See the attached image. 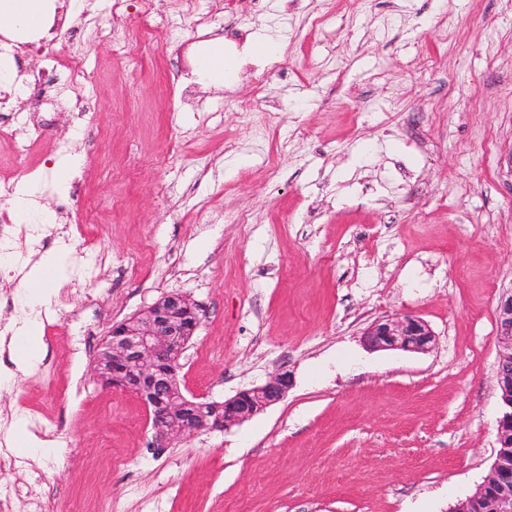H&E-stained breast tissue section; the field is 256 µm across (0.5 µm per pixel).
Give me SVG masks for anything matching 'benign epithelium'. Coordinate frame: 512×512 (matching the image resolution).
<instances>
[{
	"label": "benign epithelium",
	"mask_w": 512,
	"mask_h": 512,
	"mask_svg": "<svg viewBox=\"0 0 512 512\" xmlns=\"http://www.w3.org/2000/svg\"><path fill=\"white\" fill-rule=\"evenodd\" d=\"M496 319L501 347L497 381L503 407L496 443L511 448L512 294L501 299ZM199 325L198 305L181 293H167L112 326L95 355L94 378L103 387L128 392L142 403L156 448H167L186 435L239 425L284 398L292 385L289 373L282 372L221 402L189 393L180 377L181 358ZM363 336L373 350L424 353L435 345L429 325L412 316L375 320ZM490 494L498 498L500 512H512V469H501L498 461L492 463L489 478L451 512H478L479 502Z\"/></svg>",
	"instance_id": "1"
}]
</instances>
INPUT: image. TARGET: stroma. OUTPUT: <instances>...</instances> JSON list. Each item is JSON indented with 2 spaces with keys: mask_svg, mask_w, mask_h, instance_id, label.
Here are the masks:
<instances>
[{
  "mask_svg": "<svg viewBox=\"0 0 512 512\" xmlns=\"http://www.w3.org/2000/svg\"><path fill=\"white\" fill-rule=\"evenodd\" d=\"M211 2L126 0L100 36L17 50L27 71L78 56L94 130L10 96L41 136L22 155L0 131V182L53 217L87 195L102 252L80 294L40 305L45 356L0 385V488L16 491L0 512H450L492 464L503 411L512 0H224L195 27ZM228 26L245 41L232 80L182 101ZM264 37L275 58L252 56ZM67 155L80 190L62 194ZM168 292L202 309L190 392L221 401L287 371L286 397L152 447L142 405L91 365L113 323ZM405 315L433 350L363 347L369 324ZM19 424L51 448L13 446Z\"/></svg>",
  "mask_w": 512,
  "mask_h": 512,
  "instance_id": "35a3bbf8",
  "label": "stroma"
}]
</instances>
